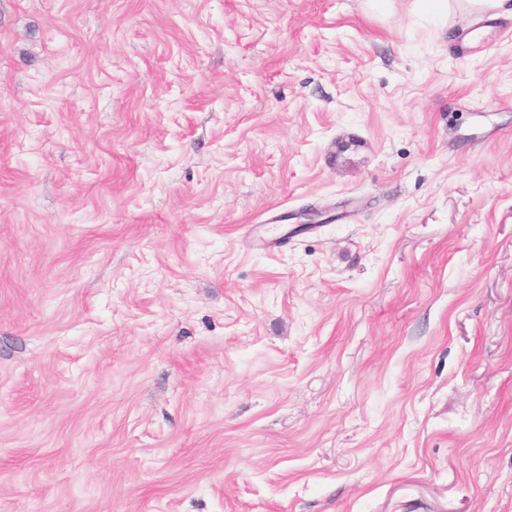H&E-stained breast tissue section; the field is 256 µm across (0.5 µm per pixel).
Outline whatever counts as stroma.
Masks as SVG:
<instances>
[{
    "instance_id": "stroma-1",
    "label": "stroma",
    "mask_w": 512,
    "mask_h": 512,
    "mask_svg": "<svg viewBox=\"0 0 512 512\" xmlns=\"http://www.w3.org/2000/svg\"><path fill=\"white\" fill-rule=\"evenodd\" d=\"M473 21L0 0V512H512V38Z\"/></svg>"
}]
</instances>
